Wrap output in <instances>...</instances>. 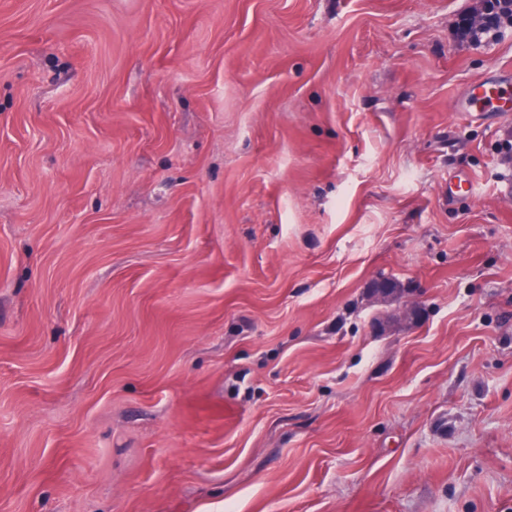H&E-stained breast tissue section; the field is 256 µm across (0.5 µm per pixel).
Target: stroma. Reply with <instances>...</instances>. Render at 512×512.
<instances>
[{"instance_id": "obj_1", "label": "stroma", "mask_w": 512, "mask_h": 512, "mask_svg": "<svg viewBox=\"0 0 512 512\" xmlns=\"http://www.w3.org/2000/svg\"><path fill=\"white\" fill-rule=\"evenodd\" d=\"M481 5L0 0V512H512ZM512 97H509L497 80H485L471 86L469 92L460 99V112H486V108L504 112L511 110Z\"/></svg>"}]
</instances>
